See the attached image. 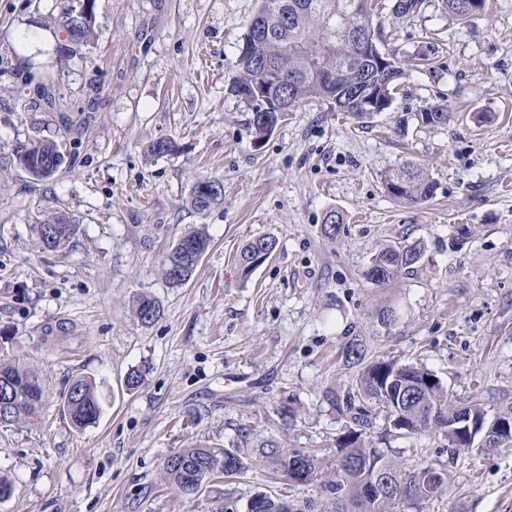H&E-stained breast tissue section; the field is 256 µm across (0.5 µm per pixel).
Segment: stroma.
<instances>
[{"instance_id":"1","label":"stroma","mask_w":512,"mask_h":512,"mask_svg":"<svg viewBox=\"0 0 512 512\" xmlns=\"http://www.w3.org/2000/svg\"><path fill=\"white\" fill-rule=\"evenodd\" d=\"M395 3L379 0L385 51L431 64L407 71L391 107L358 120L304 103L257 147L230 90L257 0H95L97 37L72 53L52 47L67 0H0V359L34 367L47 387L35 416L0 427V473L15 485L0 512H224L229 500L247 512L258 491L328 502L317 483H270L261 462L242 483L189 496L160 478L171 452L235 446L245 424L255 439L333 456L346 421L323 393L350 381L342 347L353 338L426 367L489 416L512 413V0H491L466 27L442 0L409 15ZM35 38L45 51L23 55ZM44 75L51 104L33 93ZM434 104L453 120L419 125ZM39 137L65 156L44 182L16 162ZM160 138L174 152L149 157ZM408 158L436 183L429 203L383 189ZM204 178L222 182L224 201L200 214L189 199ZM330 210L342 217L333 239L322 230ZM41 214L78 234L42 248ZM193 228L210 248L172 285L163 259ZM268 235L277 250L243 276L242 247ZM412 243L413 271L383 287L363 277L378 249ZM140 294L163 309L147 326L133 315ZM388 305L402 317L383 336L374 314ZM134 369L144 380L129 392ZM81 375L95 378L102 411L78 431L61 396ZM286 404L296 422L280 419ZM387 454L448 473L446 493L397 512H512V449L452 448L434 432Z\"/></svg>"}]
</instances>
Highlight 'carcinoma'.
I'll return each mask as SVG.
<instances>
[{"instance_id": "obj_1", "label": "carcinoma", "mask_w": 512, "mask_h": 512, "mask_svg": "<svg viewBox=\"0 0 512 512\" xmlns=\"http://www.w3.org/2000/svg\"><path fill=\"white\" fill-rule=\"evenodd\" d=\"M275 0H258L255 16L269 30L270 36L248 55H238L236 66L239 75L231 84V92L241 97L249 106L251 116L247 129L252 140L259 142L270 132L269 122L263 119L249 94V88L262 81L281 80L291 103L323 101L338 112H347L362 118L356 112L353 91L369 84L378 99L391 105L394 90L402 78L399 62L393 69L377 67L362 70L356 67L355 44L351 34L374 27L377 0H305L309 8L297 15L282 32L284 19L278 10L270 7ZM489 0H444L446 10L461 24L471 23L470 10L477 5L480 14H485ZM78 7L71 3L65 9L58 30L64 40L85 46L96 36L95 24H87L73 38L66 18L76 13ZM425 126H442L451 120L448 107L429 106L417 116ZM40 157L41 161L60 165L55 140L38 139L16 152L17 163L23 162L24 154ZM402 184V190H391L394 182ZM209 184L218 187L216 193L201 200L190 196V205L199 213L209 210L222 200L223 186L218 180ZM383 185L389 195L408 204H422L431 200L435 192V181L425 164L407 160L397 168L385 173ZM35 231L43 248L55 250L71 242L78 228L63 216H54L35 225ZM177 243L184 253L174 257L170 249L163 261L165 279L173 285L187 283L195 273L202 257L210 246V240L201 229L182 235ZM278 242L273 236H263L248 242L242 249L239 263L242 272L250 273L260 265L263 253L273 251ZM421 256V246H387L380 249L369 261L365 278L374 285L394 281L402 273L413 268ZM161 314L157 300L148 295L137 296L134 315L138 322L149 325ZM345 361L358 368L357 376L343 391L332 386L324 392L330 403L348 423L347 430L336 439V459L327 464L314 451L295 448L284 449L274 440H266L253 448L255 457L271 464L268 478H282L297 485L314 482L336 495L331 512H393L400 504L395 494L415 484L420 496L412 503L419 504L445 493L448 489L447 474L432 462H420L406 469L375 446L369 434L373 427L371 406L382 408L390 422L401 423L404 438L411 439L430 430L443 431L448 419L466 415L475 422H487V412L475 398L458 401L449 394L431 371L414 364H401L384 355H374L355 340L343 347ZM0 385L13 389V401L18 409L6 404L0 407V425L16 424L34 415L43 405L46 386L39 373L13 361L0 360ZM63 412L71 425L83 430L97 422L101 414V401L95 379L79 376L70 380L63 393ZM173 457L187 466L205 465L200 472L196 489L212 480L218 472L237 481L251 468L249 459L241 448H218L195 444L172 452ZM391 482L394 496L377 501L366 498V483L381 474ZM163 478L174 490L182 491V473L169 463L163 465Z\"/></svg>"}]
</instances>
